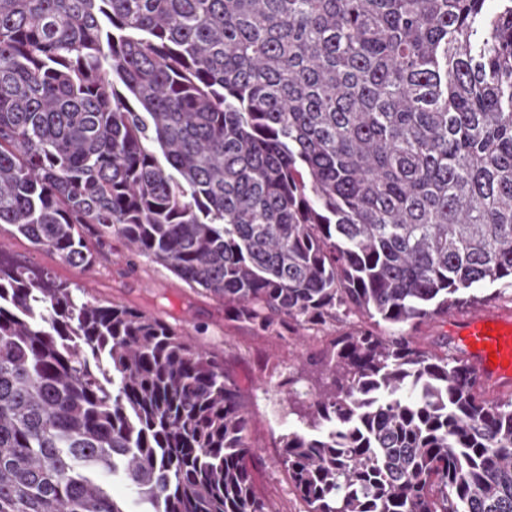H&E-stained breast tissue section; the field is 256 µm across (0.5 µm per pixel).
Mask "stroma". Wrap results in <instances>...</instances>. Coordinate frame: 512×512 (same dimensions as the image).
<instances>
[{
    "mask_svg": "<svg viewBox=\"0 0 512 512\" xmlns=\"http://www.w3.org/2000/svg\"><path fill=\"white\" fill-rule=\"evenodd\" d=\"M0 246L11 260L48 271L56 280L82 288L87 298L119 303L158 318L193 344L218 354L251 418L248 440L256 450L251 465L259 492L275 512H306L280 462V436L304 427L300 417L290 412L288 391L280 382L298 373L300 392L320 389L326 375L308 358L345 332V322L294 334L260 330L233 318L223 301L190 288L166 268L133 254L118 236L97 245V260L88 268L70 266L56 253L35 248L6 224L0 226Z\"/></svg>",
    "mask_w": 512,
    "mask_h": 512,
    "instance_id": "35a3bbf8",
    "label": "stroma"
}]
</instances>
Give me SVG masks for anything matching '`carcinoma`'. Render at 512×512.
<instances>
[{"mask_svg":"<svg viewBox=\"0 0 512 512\" xmlns=\"http://www.w3.org/2000/svg\"><path fill=\"white\" fill-rule=\"evenodd\" d=\"M264 331L340 316L279 439L306 512H512V397L412 335L512 287V0H0V225ZM213 352L0 250V512H273Z\"/></svg>","mask_w":512,"mask_h":512,"instance_id":"cac0c4a2","label":"carcinoma"}]
</instances>
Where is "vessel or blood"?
<instances>
[{
  "mask_svg": "<svg viewBox=\"0 0 512 512\" xmlns=\"http://www.w3.org/2000/svg\"><path fill=\"white\" fill-rule=\"evenodd\" d=\"M456 340L482 380L503 388L512 385V317L475 310L453 318Z\"/></svg>",
  "mask_w": 512,
  "mask_h": 512,
  "instance_id": "vessel-or-blood-1",
  "label": "vessel or blood"
}]
</instances>
